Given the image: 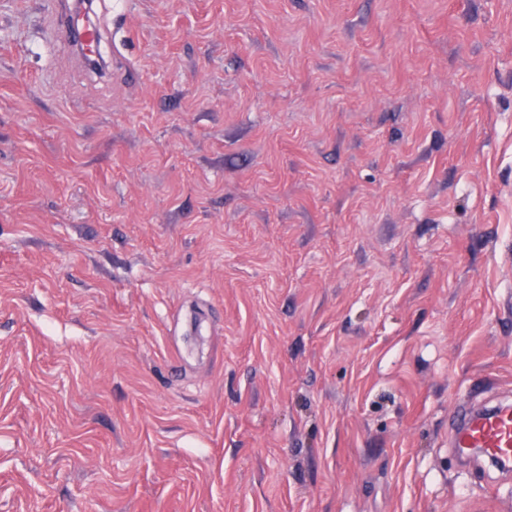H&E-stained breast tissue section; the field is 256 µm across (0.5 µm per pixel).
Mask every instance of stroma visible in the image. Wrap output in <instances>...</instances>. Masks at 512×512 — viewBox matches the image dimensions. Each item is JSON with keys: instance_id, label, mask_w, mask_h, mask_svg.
<instances>
[{"instance_id": "35a3bbf8", "label": "stroma", "mask_w": 512, "mask_h": 512, "mask_svg": "<svg viewBox=\"0 0 512 512\" xmlns=\"http://www.w3.org/2000/svg\"><path fill=\"white\" fill-rule=\"evenodd\" d=\"M0 0V512H512V0ZM458 421L451 436V446L458 453L482 448L484 455L511 464L512 405L502 403L485 411H470L464 405L457 410Z\"/></svg>"}]
</instances>
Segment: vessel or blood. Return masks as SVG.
Here are the masks:
<instances>
[{
	"label": "vessel or blood",
	"instance_id": "1",
	"mask_svg": "<svg viewBox=\"0 0 512 512\" xmlns=\"http://www.w3.org/2000/svg\"><path fill=\"white\" fill-rule=\"evenodd\" d=\"M451 436L457 452L482 449L485 456L512 465V404L502 403L485 411L457 410Z\"/></svg>",
	"mask_w": 512,
	"mask_h": 512
}]
</instances>
